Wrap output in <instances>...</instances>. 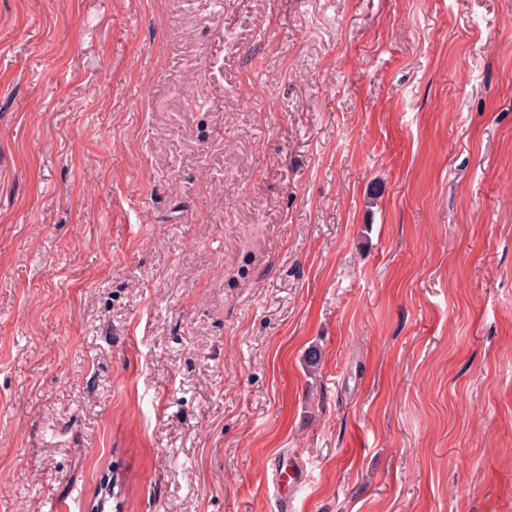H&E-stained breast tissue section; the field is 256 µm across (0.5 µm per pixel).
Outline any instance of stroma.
<instances>
[{
	"instance_id": "obj_1",
	"label": "stroma",
	"mask_w": 512,
	"mask_h": 512,
	"mask_svg": "<svg viewBox=\"0 0 512 512\" xmlns=\"http://www.w3.org/2000/svg\"><path fill=\"white\" fill-rule=\"evenodd\" d=\"M57 501L512 512V0H0V512Z\"/></svg>"
}]
</instances>
